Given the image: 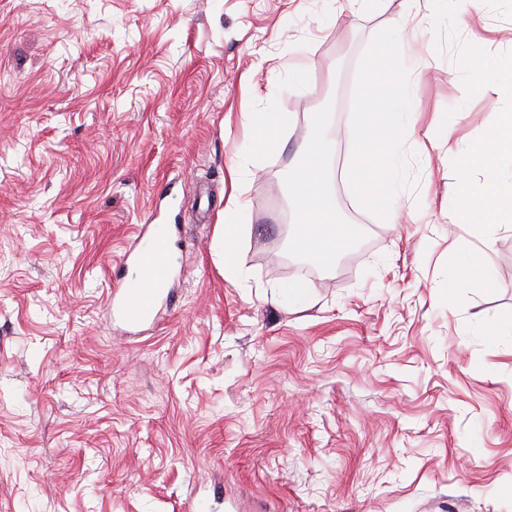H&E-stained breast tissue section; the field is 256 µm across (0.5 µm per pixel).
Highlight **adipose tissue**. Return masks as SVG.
Here are the masks:
<instances>
[{
	"instance_id": "adipose-tissue-1",
	"label": "adipose tissue",
	"mask_w": 512,
	"mask_h": 512,
	"mask_svg": "<svg viewBox=\"0 0 512 512\" xmlns=\"http://www.w3.org/2000/svg\"><path fill=\"white\" fill-rule=\"evenodd\" d=\"M414 90L393 78L391 71L371 70L368 83L355 104V148L349 159L348 175L356 182L382 183L387 198L384 213L395 222L402 208L395 191L400 150L399 135L412 128ZM336 153V143L321 132H313L303 148L304 161L297 169L292 190L293 207L300 231L293 240L295 250L328 261L346 243V234L336 216V206L328 192L327 161ZM463 169L481 170L479 191H471L468 180H461L459 203L453 214L457 224L471 227L472 236L512 225V112L495 113L488 138L473 142L461 151ZM232 192L224 202L223 214L215 229L214 244L224 258V276L236 279L244 274L238 245L247 235L244 222L247 202L239 186L241 168L228 171Z\"/></svg>"
}]
</instances>
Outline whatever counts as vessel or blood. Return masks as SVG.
<instances>
[{"label": "vessel or blood", "instance_id": "b4317fda", "mask_svg": "<svg viewBox=\"0 0 512 512\" xmlns=\"http://www.w3.org/2000/svg\"><path fill=\"white\" fill-rule=\"evenodd\" d=\"M137 260L149 267L147 278L135 285L125 279L116 280L109 295L111 307L132 336L154 327L159 319L160 304L169 294L173 265L164 230L153 229L147 244L138 252Z\"/></svg>", "mask_w": 512, "mask_h": 512}]
</instances>
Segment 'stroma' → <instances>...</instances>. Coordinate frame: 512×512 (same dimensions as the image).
<instances>
[{
	"label": "stroma",
	"mask_w": 512,
	"mask_h": 512,
	"mask_svg": "<svg viewBox=\"0 0 512 512\" xmlns=\"http://www.w3.org/2000/svg\"><path fill=\"white\" fill-rule=\"evenodd\" d=\"M0 0V512H512V228L473 240L497 287L454 288L460 157L512 94V0ZM415 92L400 223L341 171L390 27ZM281 112L251 162L243 113ZM324 123L357 236L295 252L286 195ZM246 168V274L214 227ZM176 248L170 302L109 316L139 227ZM302 282L304 305L272 302Z\"/></svg>",
	"instance_id": "stroma-1"
}]
</instances>
